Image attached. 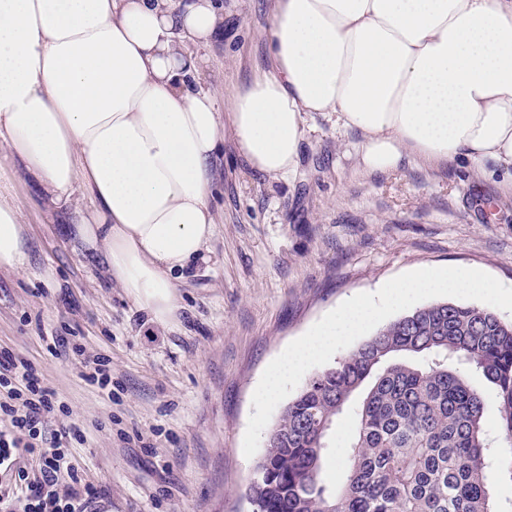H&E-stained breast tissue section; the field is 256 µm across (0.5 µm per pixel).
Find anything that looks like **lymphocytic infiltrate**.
Here are the masks:
<instances>
[{
  "mask_svg": "<svg viewBox=\"0 0 512 512\" xmlns=\"http://www.w3.org/2000/svg\"><path fill=\"white\" fill-rule=\"evenodd\" d=\"M57 393L45 386L38 368L13 351L0 348V466L21 456L36 457L35 472L18 471L22 494L0 493V512H100L101 493L79 474L69 449L84 432L72 423L45 437L48 422L66 413Z\"/></svg>",
  "mask_w": 512,
  "mask_h": 512,
  "instance_id": "lymphocytic-infiltrate-1",
  "label": "lymphocytic infiltrate"
}]
</instances>
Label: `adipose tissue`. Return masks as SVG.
Returning a JSON list of instances; mask_svg holds the SVG:
<instances>
[{
    "label": "adipose tissue",
    "instance_id": "1",
    "mask_svg": "<svg viewBox=\"0 0 512 512\" xmlns=\"http://www.w3.org/2000/svg\"><path fill=\"white\" fill-rule=\"evenodd\" d=\"M223 31L218 0H0V142L19 162L0 164V267L28 262L11 191L36 179L108 279L168 326L177 279L215 233L226 125L270 177L295 171L325 113L360 133L365 171L462 162L512 189V0H272V68L226 118L182 45Z\"/></svg>",
    "mask_w": 512,
    "mask_h": 512
}]
</instances>
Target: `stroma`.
<instances>
[{
    "label": "stroma",
    "mask_w": 512,
    "mask_h": 512,
    "mask_svg": "<svg viewBox=\"0 0 512 512\" xmlns=\"http://www.w3.org/2000/svg\"><path fill=\"white\" fill-rule=\"evenodd\" d=\"M222 2L221 39L195 52L201 87L224 109L269 66L270 3ZM308 123L296 171L278 178L254 172L225 134L210 251L183 277L167 327L74 245L66 213H47L34 185L16 184L29 260L0 268V348L33 362L69 408L51 429L84 425L71 460L111 512H250L242 489L255 461L242 444L254 390L290 342L346 299L448 265L512 287V194L495 179L458 163L369 174L357 133L319 113ZM86 355L110 359L111 392L82 380Z\"/></svg>",
    "instance_id": "35a3bbf8"
}]
</instances>
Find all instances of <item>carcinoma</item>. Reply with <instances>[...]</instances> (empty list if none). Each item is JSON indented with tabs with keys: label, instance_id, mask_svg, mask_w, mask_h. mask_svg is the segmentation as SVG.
I'll list each match as a JSON object with an SVG mask.
<instances>
[{
	"label": "carcinoma",
	"instance_id": "carcinoma-1",
	"mask_svg": "<svg viewBox=\"0 0 512 512\" xmlns=\"http://www.w3.org/2000/svg\"><path fill=\"white\" fill-rule=\"evenodd\" d=\"M463 365L495 385L512 447V323L488 307L431 304L309 377L266 433L244 487L251 512H495L484 402ZM349 410L332 484L322 462Z\"/></svg>",
	"mask_w": 512,
	"mask_h": 512
}]
</instances>
